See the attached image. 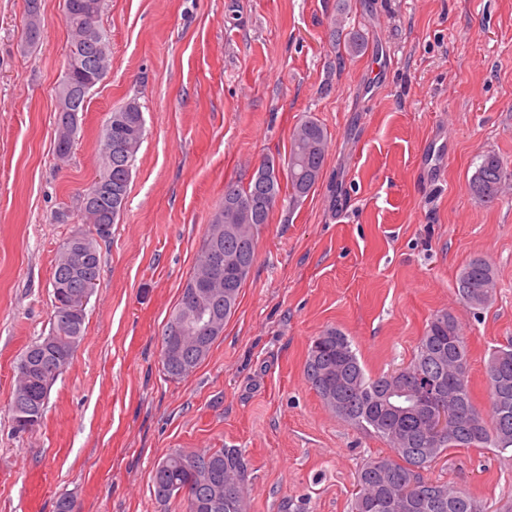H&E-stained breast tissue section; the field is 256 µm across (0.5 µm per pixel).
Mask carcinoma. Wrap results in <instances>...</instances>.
<instances>
[{
    "instance_id": "carcinoma-1",
    "label": "carcinoma",
    "mask_w": 512,
    "mask_h": 512,
    "mask_svg": "<svg viewBox=\"0 0 512 512\" xmlns=\"http://www.w3.org/2000/svg\"><path fill=\"white\" fill-rule=\"evenodd\" d=\"M81 5L69 12V45L81 38L82 55L88 65L97 64L100 56L111 60L110 35L101 23L105 0H79ZM338 17L330 20L329 41L356 55L365 48L359 31L344 29L339 15L346 10V0H337ZM38 0H26L25 39L33 46L39 36ZM61 99L72 107L82 109L85 99L78 89L60 83ZM144 134H136L123 149L110 148L108 128H103L98 140L102 169L98 178L87 188L97 191L107 179H112V199L120 206L111 205L91 214L78 213L80 221L94 231L77 232L85 245L86 268L94 279L100 278L101 258L95 228L99 224L112 225L120 217L128 195L130 179L126 170L140 149ZM328 135L315 119L301 122L291 137L286 168V184H281L280 167L274 159L265 158L262 166L271 172V178L254 175L248 185H224V201L214 213L202 249L219 244L222 252L238 257L246 272H251L256 260V245L269 214L281 200L282 187L288 188V202H296L309 194L316 185L325 159ZM504 170L502 161L487 153L469 182L471 194L486 204L498 200ZM252 202V206L236 214L235 227L224 226V208L233 202ZM75 235V236H77ZM75 236L62 245L55 265L52 286L63 276L61 265L71 250ZM245 280L228 287L221 285L219 297L211 302L216 312L228 318L235 311L240 289ZM496 275L489 260L474 255L462 267L457 290L471 308L483 310L493 300ZM86 313H76L67 320L58 308H53L48 335L59 338L53 348L44 346V338L32 343L16 364L19 379L11 401L12 419L27 416L33 425L41 423L51 389L57 381L55 372L61 366L72 364L74 352L84 332ZM196 345L188 341L179 361L162 360L165 376L181 380L182 366L196 360ZM467 344L455 318L440 312L428 323L420 338L416 353L401 374L390 373L368 376L346 334L338 328L324 330L312 340L307 351L305 377L319 394L325 406L344 421L369 431L384 441L390 456L368 460L358 476V488L351 503V512H485L482 501L465 489L454 488L432 480L425 475L438 458L453 449L496 448L500 452L512 450V341L495 348L488 359L489 417H484L473 404L467 380ZM439 374L450 379L443 394L442 405L457 414L458 427L440 438L428 435L420 412L401 414L393 410L387 394L397 388L414 385L422 375ZM248 463L241 448H219L214 451L185 453L175 450L160 459L153 467L154 496L167 502L181 496L186 512L205 500L224 497V477L236 480L232 501L224 503V512H247Z\"/></svg>"
}]
</instances>
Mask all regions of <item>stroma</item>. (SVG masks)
Listing matches in <instances>:
<instances>
[{
    "instance_id": "obj_1",
    "label": "stroma",
    "mask_w": 512,
    "mask_h": 512,
    "mask_svg": "<svg viewBox=\"0 0 512 512\" xmlns=\"http://www.w3.org/2000/svg\"><path fill=\"white\" fill-rule=\"evenodd\" d=\"M35 48L24 0H0V512H185L158 503L152 469L176 450L240 448L248 512H350L358 474L387 443L329 410L307 382L308 346L341 329L367 374L406 366L434 314L466 338L468 384L488 413L486 367L512 340V0H349L357 56L334 49L336 0H106L112 68L90 93L67 160L55 152L69 29L39 0ZM141 106L145 133L123 213L100 245L84 336L41 423L9 411L16 361L50 329L52 280L99 173L113 109ZM328 132L319 180L279 202L239 304L187 378L165 377L161 331L193 272L229 182L284 162L306 117ZM507 177L479 202L486 153ZM497 288L466 305L473 254ZM428 477L500 512L512 453L453 450ZM503 174L502 161L495 154L483 155L469 182L471 194L486 204H493L498 200ZM495 288L496 275L489 260L482 255L470 257L457 280L462 300L472 309L483 310L493 300Z\"/></svg>"
}]
</instances>
